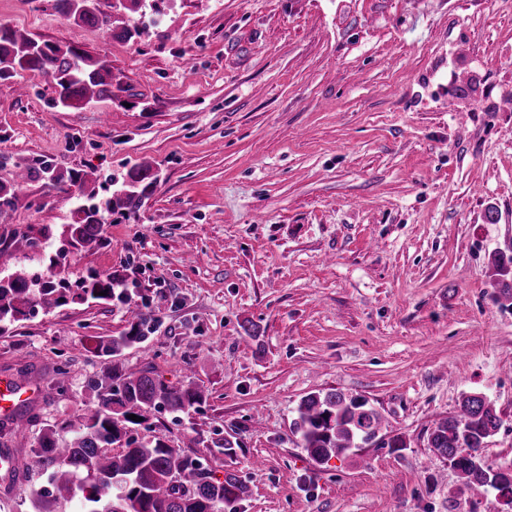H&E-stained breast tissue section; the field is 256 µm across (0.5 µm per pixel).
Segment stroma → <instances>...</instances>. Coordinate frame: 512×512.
<instances>
[{
	"mask_svg": "<svg viewBox=\"0 0 512 512\" xmlns=\"http://www.w3.org/2000/svg\"><path fill=\"white\" fill-rule=\"evenodd\" d=\"M134 20L140 37L112 39L56 0H0V25L112 68L111 99L79 110L49 77L0 80V184L15 188L0 242L17 265L41 270L75 197L148 164V198L60 273L116 272L148 295L145 340L121 361L205 390L150 422L242 480L224 512H512L492 490L453 500L427 446L480 393L502 418L483 456L512 464V309L492 279L512 249V0H160ZM22 163L35 174L17 186ZM89 169L97 181L71 184ZM126 328L92 300L0 327V373L30 368L43 389L23 431L0 422L16 467L0 512H36L50 468L33 449L95 404L96 342ZM331 390L367 399L406 449L315 464L290 426L301 397Z\"/></svg>",
	"mask_w": 512,
	"mask_h": 512,
	"instance_id": "obj_1",
	"label": "stroma"
}]
</instances>
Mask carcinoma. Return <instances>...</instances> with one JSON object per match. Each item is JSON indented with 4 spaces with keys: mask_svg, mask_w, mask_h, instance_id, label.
Masks as SVG:
<instances>
[{
    "mask_svg": "<svg viewBox=\"0 0 512 512\" xmlns=\"http://www.w3.org/2000/svg\"><path fill=\"white\" fill-rule=\"evenodd\" d=\"M146 0H124L110 14L99 9V0H57L63 14L76 24L100 27L112 38L130 40L138 29L123 15L137 12ZM19 71H37L53 80L56 103L65 109H81L112 98V70L105 61L75 47L40 42L29 34L0 25V79ZM157 178L150 168H131L120 185L95 205L73 211V222L63 236L68 247L49 259L42 277L34 272L12 271L0 285V322L15 321L37 307L44 310L70 301L88 299L125 305L128 329L120 336L98 340L95 350L106 366L88 379L86 387L96 394L98 404L66 422L73 438L64 445L56 429H45L37 456L55 466L49 475L53 502H78L79 512H220L221 506L242 498L246 485L233 473L224 479L213 476L200 458L183 453L164 438L151 435L148 413L152 410L182 412L202 404L206 395L199 386L176 387L149 370L139 374L124 371L123 351L141 342L148 328V300L130 292L117 274L90 271L77 287L57 279L51 272L61 264L69 248H86L103 243V226L117 212H133L152 191ZM497 299L512 302V249L494 258ZM134 414L140 420L134 421ZM383 417L362 397H347L334 390L309 393L295 409L291 432L298 447L317 465L341 456L363 444L382 448H404L399 437L381 435ZM502 419L482 394L465 395L459 410L440 421L428 434L427 447L456 472L455 492L493 489L512 505V467L487 463L482 448L500 429Z\"/></svg>",
    "mask_w": 512,
    "mask_h": 512,
    "instance_id": "cac0c4a2",
    "label": "carcinoma"
}]
</instances>
